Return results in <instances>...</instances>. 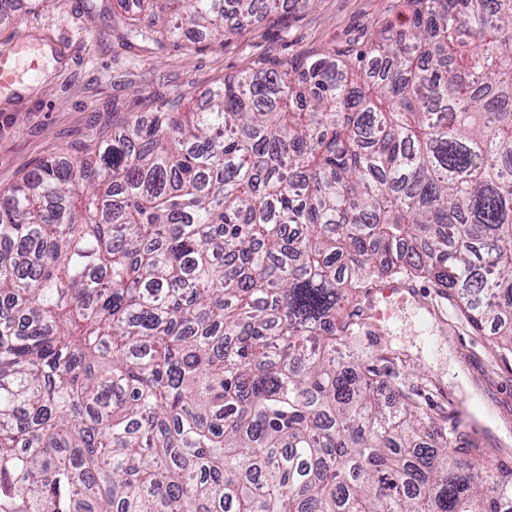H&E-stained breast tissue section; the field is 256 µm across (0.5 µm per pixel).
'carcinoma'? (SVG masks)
Instances as JSON below:
<instances>
[{
	"label": "carcinoma",
	"mask_w": 512,
	"mask_h": 512,
	"mask_svg": "<svg viewBox=\"0 0 512 512\" xmlns=\"http://www.w3.org/2000/svg\"><path fill=\"white\" fill-rule=\"evenodd\" d=\"M137 3L144 42L272 9ZM407 7L0 195V512H512L347 311L421 276L512 353V0Z\"/></svg>",
	"instance_id": "1"
}]
</instances>
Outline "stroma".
I'll return each instance as SVG.
<instances>
[{
	"instance_id": "obj_1",
	"label": "stroma",
	"mask_w": 512,
	"mask_h": 512,
	"mask_svg": "<svg viewBox=\"0 0 512 512\" xmlns=\"http://www.w3.org/2000/svg\"><path fill=\"white\" fill-rule=\"evenodd\" d=\"M133 10L132 0H21L0 25V48L25 38L49 51L0 90V194L44 162L93 149L129 114L174 101L197 109L205 89L261 64L363 52L380 25L406 15L403 0H281L225 39L188 31L141 42L127 35ZM416 285L415 304L395 303L393 324L366 347L395 351L391 384L490 449L488 465L512 462V354L467 325L454 294Z\"/></svg>"
}]
</instances>
